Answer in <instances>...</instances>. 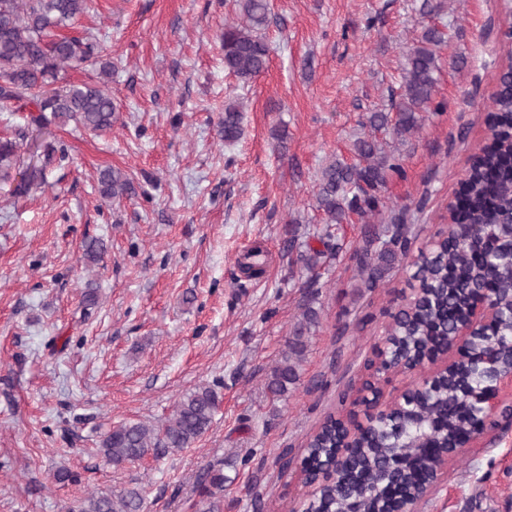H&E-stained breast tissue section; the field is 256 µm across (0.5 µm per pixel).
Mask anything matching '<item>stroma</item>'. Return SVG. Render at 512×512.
Returning a JSON list of instances; mask_svg holds the SVG:
<instances>
[{"mask_svg": "<svg viewBox=\"0 0 512 512\" xmlns=\"http://www.w3.org/2000/svg\"><path fill=\"white\" fill-rule=\"evenodd\" d=\"M423 0H271L270 61L242 84L224 68V28L236 0H93L78 30L112 64V129L50 126L68 158L43 190L0 183V512H68L97 492L137 486L143 512H196L197 482L224 463V512H289L308 488L304 446L327 413L351 408L384 327L418 287L403 262L375 292L356 296L352 217L344 250L321 270V326L300 380L273 399L265 379L300 314L302 263L283 251L317 247L322 168L352 162L364 113L388 107L402 51L427 26L461 34L442 51L435 101L401 148L403 176L380 196L408 210L416 246L448 224L468 158L487 141L497 88L499 22L512 0H455L427 15ZM463 54L458 64L454 55ZM244 109L243 134L224 140L225 104ZM135 182L106 204L103 170ZM107 250L82 260L85 242ZM267 252L248 279L237 256ZM220 383L210 430L192 447L114 468L96 454L122 422H156L201 384ZM449 464L416 512H512V423ZM67 469L78 477L59 483Z\"/></svg>", "mask_w": 512, "mask_h": 512, "instance_id": "stroma-1", "label": "stroma"}]
</instances>
